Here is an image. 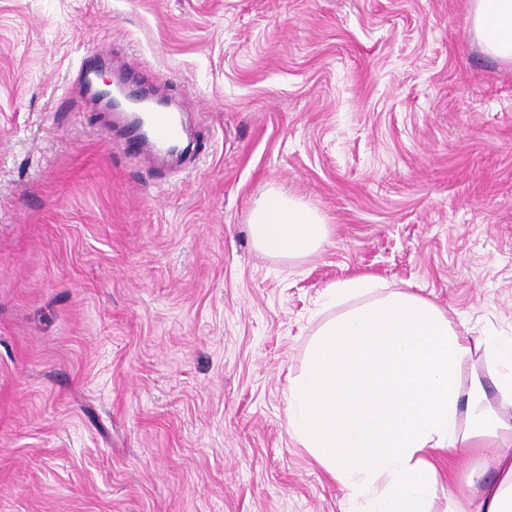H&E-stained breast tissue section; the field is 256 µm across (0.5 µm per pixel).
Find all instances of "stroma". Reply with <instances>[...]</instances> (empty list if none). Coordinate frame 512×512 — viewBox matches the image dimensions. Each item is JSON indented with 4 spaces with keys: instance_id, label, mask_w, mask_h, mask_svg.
<instances>
[{
    "instance_id": "stroma-1",
    "label": "stroma",
    "mask_w": 512,
    "mask_h": 512,
    "mask_svg": "<svg viewBox=\"0 0 512 512\" xmlns=\"http://www.w3.org/2000/svg\"><path fill=\"white\" fill-rule=\"evenodd\" d=\"M472 8L0 0V512H343L288 425L325 288L512 336V63ZM81 65L182 113L178 166ZM269 189L318 251L255 248Z\"/></svg>"
}]
</instances>
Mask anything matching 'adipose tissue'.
Wrapping results in <instances>:
<instances>
[{"label": "adipose tissue", "mask_w": 512, "mask_h": 512, "mask_svg": "<svg viewBox=\"0 0 512 512\" xmlns=\"http://www.w3.org/2000/svg\"><path fill=\"white\" fill-rule=\"evenodd\" d=\"M484 49L512 60V0H473ZM256 248L300 257L325 243L322 216L270 190L251 215ZM367 277L325 291L337 313L288 387L291 433L345 492L347 512H433V460L471 489L447 512H512V337H474L410 290Z\"/></svg>", "instance_id": "1"}]
</instances>
